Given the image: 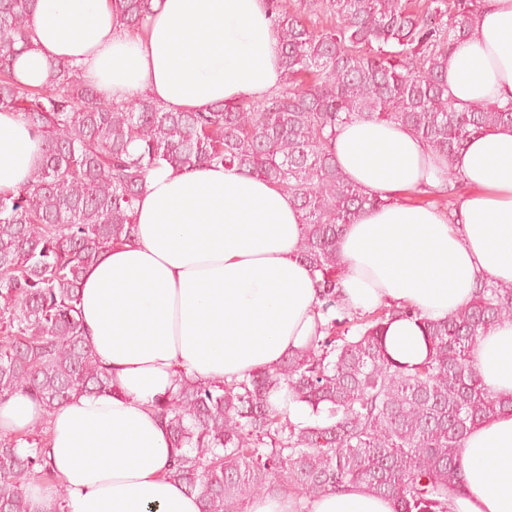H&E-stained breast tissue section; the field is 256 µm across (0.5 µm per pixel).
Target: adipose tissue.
<instances>
[{"instance_id":"obj_1","label":"adipose tissue","mask_w":512,"mask_h":512,"mask_svg":"<svg viewBox=\"0 0 512 512\" xmlns=\"http://www.w3.org/2000/svg\"><path fill=\"white\" fill-rule=\"evenodd\" d=\"M34 50L15 74L38 86L65 59L101 93L148 97L173 112L259 100L282 81L281 48L266 0H155L144 35L128 34L110 0H36ZM458 106L512 100V0H482L470 35L448 57ZM335 155L348 178L385 206L346 225L341 304L356 312L409 305L392 321L390 356L427 354L419 319L439 321L467 303L476 282L512 285V125L471 138L435 159L411 131L376 120L343 125ZM43 156L42 140L14 112H0V194L17 192ZM451 168L471 188L454 210L405 203ZM137 232L88 266L80 289L91 350L112 389L76 395L54 413L25 394L0 401V434L46 425L48 455L65 486L64 512H201L170 480L171 450L153 405L175 369L202 382L271 370L307 346L326 317L313 271L299 260L291 196L223 165L150 171L136 204ZM472 360L498 398H512V321L478 337ZM393 512L361 486L305 502L265 497L251 512ZM449 512H512V414L464 440Z\"/></svg>"}]
</instances>
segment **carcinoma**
<instances>
[{
    "instance_id": "cac0c4a2",
    "label": "carcinoma",
    "mask_w": 512,
    "mask_h": 512,
    "mask_svg": "<svg viewBox=\"0 0 512 512\" xmlns=\"http://www.w3.org/2000/svg\"><path fill=\"white\" fill-rule=\"evenodd\" d=\"M123 26L143 30L153 0H111ZM34 0H0V111L18 112L42 137L41 165L17 193L0 195V401L25 393L52 412L72 396L112 390L78 318L84 270L129 241L150 170L221 163L293 196L297 256L318 274L323 336L273 370L223 384L192 381L155 402L174 448L169 477L202 512H249L285 492L313 500L347 485L387 499L394 512H448L467 434L512 399L495 397L473 366L477 337L512 320V286L480 279L472 298L439 322H422L427 357L409 366L385 346V329L410 307L383 305L335 317L337 241L347 224L385 204L365 195L334 155L336 127L354 118L413 131L450 159L472 137L512 124V102L460 110L448 93V53L465 39L481 0H268L283 81L260 100L209 112H170L141 98L102 100L65 60L43 86L15 75L34 48ZM464 183L445 176L447 207ZM286 400L316 417L295 422ZM65 493L36 427L0 435V512H31L25 486Z\"/></svg>"
}]
</instances>
